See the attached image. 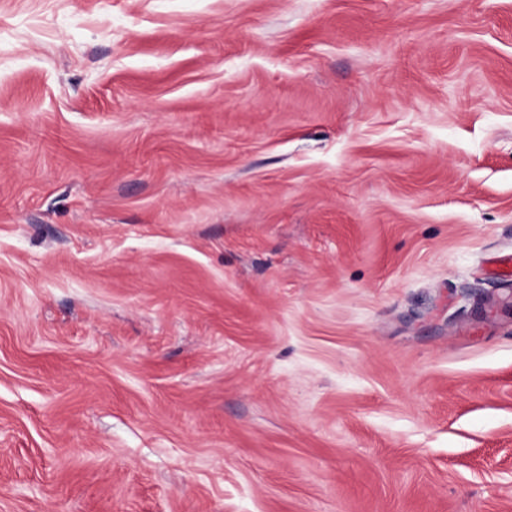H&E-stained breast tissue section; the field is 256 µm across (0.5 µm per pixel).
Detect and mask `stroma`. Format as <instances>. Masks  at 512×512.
Instances as JSON below:
<instances>
[{
	"instance_id": "stroma-1",
	"label": "stroma",
	"mask_w": 512,
	"mask_h": 512,
	"mask_svg": "<svg viewBox=\"0 0 512 512\" xmlns=\"http://www.w3.org/2000/svg\"><path fill=\"white\" fill-rule=\"evenodd\" d=\"M512 0H0V512H512Z\"/></svg>"
}]
</instances>
